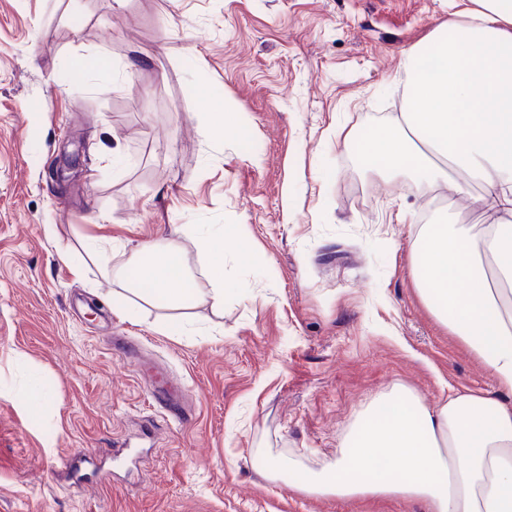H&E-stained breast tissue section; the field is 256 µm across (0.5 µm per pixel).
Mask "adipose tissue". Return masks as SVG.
<instances>
[{
  "instance_id": "1",
  "label": "adipose tissue",
  "mask_w": 512,
  "mask_h": 512,
  "mask_svg": "<svg viewBox=\"0 0 512 512\" xmlns=\"http://www.w3.org/2000/svg\"><path fill=\"white\" fill-rule=\"evenodd\" d=\"M406 55V112L363 157L369 170L418 189L474 196L493 223L421 225L417 286L434 316L492 375L496 390L453 392L430 410L406 390L377 399L335 462L296 484L351 500L409 497L428 512H512V0H469ZM198 236L210 288L176 241L147 244L119 268L95 248L107 277L142 298L187 309L224 307V227Z\"/></svg>"
}]
</instances>
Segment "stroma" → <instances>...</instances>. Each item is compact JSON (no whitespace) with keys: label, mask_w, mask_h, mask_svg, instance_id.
Returning a JSON list of instances; mask_svg holds the SVG:
<instances>
[{"label":"stroma","mask_w":512,"mask_h":512,"mask_svg":"<svg viewBox=\"0 0 512 512\" xmlns=\"http://www.w3.org/2000/svg\"><path fill=\"white\" fill-rule=\"evenodd\" d=\"M464 0H0V512H426L340 501L264 475L318 469L381 395L434 409L494 392L416 289L420 225H482L470 198L366 174L379 116L404 111L406 53ZM103 55L110 68L81 72ZM239 118L215 137L211 103ZM76 156L68 181L55 173ZM416 221L400 223L399 211ZM221 224L224 309L112 310L113 265ZM38 372L53 401L13 398ZM180 387L168 423L155 384ZM141 447L136 464L115 445ZM87 451L85 478L65 461Z\"/></svg>","instance_id":"stroma-1"}]
</instances>
